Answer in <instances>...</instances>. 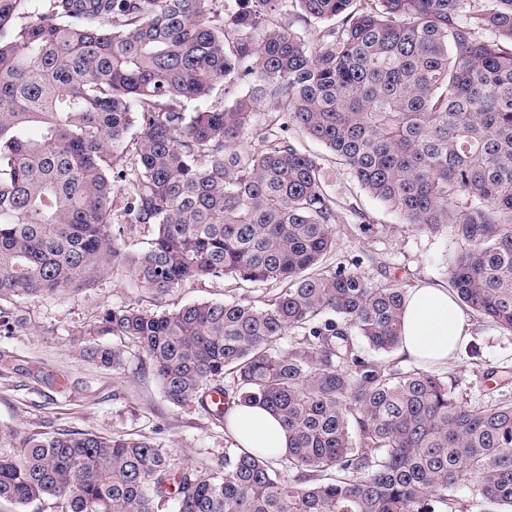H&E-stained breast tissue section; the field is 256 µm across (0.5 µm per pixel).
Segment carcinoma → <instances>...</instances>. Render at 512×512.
<instances>
[{"label":"carcinoma","mask_w":512,"mask_h":512,"mask_svg":"<svg viewBox=\"0 0 512 512\" xmlns=\"http://www.w3.org/2000/svg\"><path fill=\"white\" fill-rule=\"evenodd\" d=\"M469 2L41 0L32 17L29 0H0V300L78 291L110 267L157 304L219 274L273 282L262 306H115L97 334L136 346L170 404L223 425L230 403L263 405L291 437L283 455L237 447L199 467L147 438L0 428V500L448 512L470 484L512 512V395L465 405L440 374L378 358L399 346L406 291L357 263L323 266L340 216L321 158L284 135L238 148L264 104L269 126L321 143L405 223L451 233L448 290L512 333V0ZM289 10L327 23L315 45L283 23ZM142 225L147 246L127 251ZM78 353L123 367V351L91 339ZM0 374L59 385L2 348Z\"/></svg>","instance_id":"obj_1"}]
</instances>
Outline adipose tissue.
<instances>
[{
	"label": "adipose tissue",
	"mask_w": 512,
	"mask_h": 512,
	"mask_svg": "<svg viewBox=\"0 0 512 512\" xmlns=\"http://www.w3.org/2000/svg\"><path fill=\"white\" fill-rule=\"evenodd\" d=\"M467 336V317L448 289L424 285L409 290L402 315L401 354L424 364L445 363ZM228 419L241 447L282 452L288 446L281 423L263 407L236 406Z\"/></svg>",
	"instance_id": "ef3b65f1"
}]
</instances>
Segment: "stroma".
I'll return each instance as SVG.
<instances>
[{"instance_id": "stroma-1", "label": "stroma", "mask_w": 512, "mask_h": 512, "mask_svg": "<svg viewBox=\"0 0 512 512\" xmlns=\"http://www.w3.org/2000/svg\"><path fill=\"white\" fill-rule=\"evenodd\" d=\"M325 186L342 217L335 244L324 259L328 269L359 263L370 280L399 278L405 288L420 284L446 286L456 249L447 233L421 232L404 224L371 198L350 171L333 160L324 162ZM276 292L271 284H239L222 276L174 290L163 301L173 311L194 302L261 305ZM154 310L150 294L124 270L98 275L91 287L54 296L1 300L20 327L0 332V347L45 364L63 381L47 390L27 380L0 375V428L32 431L50 425L93 431L109 437L134 433L153 439L180 462L206 465L221 457L233 442L221 423L197 404L170 405L159 381L145 366L141 352L119 336L101 335L100 344L120 348L124 366L114 371L81 359L76 349L92 331L98 316L117 305ZM469 333L479 345L478 357L458 352L435 370L454 387L459 401L490 404L504 383L512 381V333L476 314H469Z\"/></svg>"}]
</instances>
